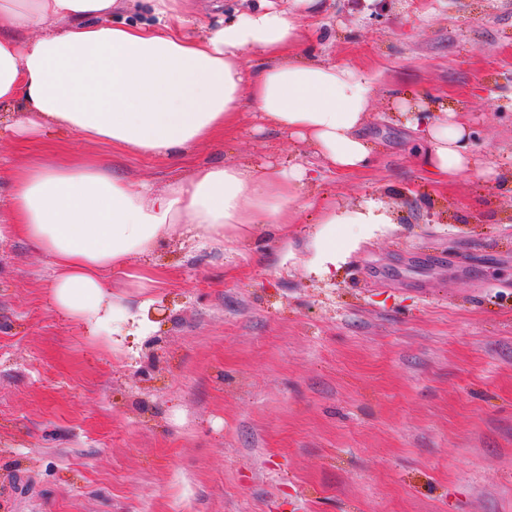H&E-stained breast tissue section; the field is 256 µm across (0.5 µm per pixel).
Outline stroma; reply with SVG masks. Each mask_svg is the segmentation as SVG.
<instances>
[{"mask_svg":"<svg viewBox=\"0 0 512 512\" xmlns=\"http://www.w3.org/2000/svg\"><path fill=\"white\" fill-rule=\"evenodd\" d=\"M311 58L373 79L359 172L243 110L225 142L167 160L60 144L164 187L227 162L313 170L287 241L223 250L175 229L138 335H90L51 298L52 258L0 241V512H512V0H326ZM398 94L470 130L469 172L437 182ZM0 109V180L37 160ZM391 223L313 272L314 198Z\"/></svg>","mask_w":512,"mask_h":512,"instance_id":"obj_1","label":"stroma"}]
</instances>
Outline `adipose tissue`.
I'll return each mask as SVG.
<instances>
[{"label": "adipose tissue", "instance_id": "obj_1", "mask_svg": "<svg viewBox=\"0 0 512 512\" xmlns=\"http://www.w3.org/2000/svg\"><path fill=\"white\" fill-rule=\"evenodd\" d=\"M320 0H273L223 26L184 36L177 0H147L150 20L117 18V0H0V106L16 132L57 131L160 159L229 136L243 105L262 121L310 142L329 167L359 171L371 159L361 136L372 82L360 69L325 64L298 50L299 10ZM263 65L248 71V57ZM408 124L424 130L421 165L436 180L469 171L470 131L426 105L397 99ZM305 170L215 164L161 190L90 155L49 151L14 168L0 200V237L23 238L56 266L52 298L90 333L122 312L107 273L150 255L180 225L210 244L238 243L237 229L287 230ZM374 208L322 207L315 272L336 265V238L390 223Z\"/></svg>", "mask_w": 512, "mask_h": 512}]
</instances>
